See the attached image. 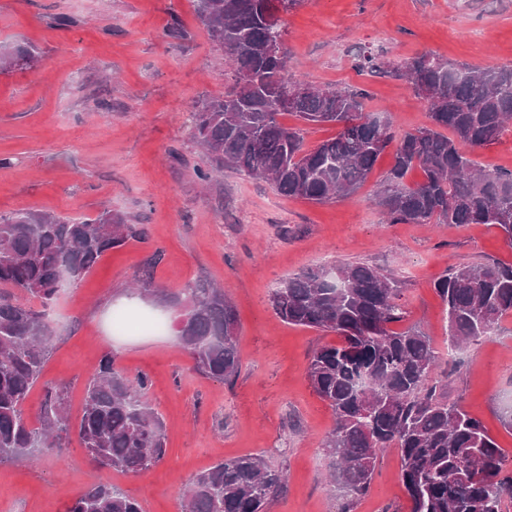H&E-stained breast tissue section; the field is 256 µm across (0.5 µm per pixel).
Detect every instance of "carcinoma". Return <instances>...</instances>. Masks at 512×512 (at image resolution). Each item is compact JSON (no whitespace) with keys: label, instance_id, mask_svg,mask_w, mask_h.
<instances>
[{"label":"carcinoma","instance_id":"carcinoma-1","mask_svg":"<svg viewBox=\"0 0 512 512\" xmlns=\"http://www.w3.org/2000/svg\"><path fill=\"white\" fill-rule=\"evenodd\" d=\"M264 0H197L200 21L219 47H227L231 89L206 100L195 115V137L214 167L242 170L287 197L326 203L355 193L378 158L393 148L392 164L375 192L388 224H486L512 246V170L483 169L469 152L494 144L512 121V64L496 68L456 65L426 52L400 63L369 51L355 67L406 80L427 103L428 123L400 132L366 111L358 87H310L282 108L278 96L297 79L287 56L264 48L272 31ZM37 58L28 49L0 50V71ZM288 112L309 125H333L336 134L305 147L303 129L283 125ZM448 129V137L441 130ZM418 169L419 182L407 177ZM144 227L108 211L71 221L49 213L0 216V463L29 461L70 437L66 392L46 386L32 422L26 400L43 374L54 330L49 310L60 293L77 286L107 252L142 240ZM434 288L446 306L448 345L461 350L493 333L512 314V264L486 259L450 268ZM400 288L389 274L363 263L317 265L286 277L270 296L283 321L333 332L310 358L308 379L329 404L335 425L324 448L335 458L332 475L342 490L339 512H353L371 489L378 459L396 448L400 482L410 512H504L512 497V471L481 420L462 399L448 395L432 339L418 325L395 329L403 318ZM179 336L200 373L231 383L239 376L237 314L224 290L208 283L185 289ZM150 378H130L104 354L85 385L76 434L97 466L145 470L165 455L161 420L146 396ZM286 474L258 456L218 462L197 475L184 512H268ZM68 512H142L139 502L105 483L78 495Z\"/></svg>","mask_w":512,"mask_h":512}]
</instances>
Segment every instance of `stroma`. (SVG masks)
<instances>
[{
  "label": "stroma",
  "instance_id": "stroma-1",
  "mask_svg": "<svg viewBox=\"0 0 512 512\" xmlns=\"http://www.w3.org/2000/svg\"><path fill=\"white\" fill-rule=\"evenodd\" d=\"M70 25L60 26L56 17ZM283 44L295 78L366 90V109L402 131L427 124L425 103L403 81L357 73L358 50L400 62L430 52L482 68L512 63V0H304L283 14ZM0 45L36 51L34 66L0 73V215L47 211L71 219L105 211L143 225L147 237L106 253L55 302V341L42 384L25 410L36 416L45 384L68 391L78 423L84 388L106 352L128 376L148 374L147 399L165 427L164 458L142 472L97 467L77 439L34 464H0V512H67L98 483L135 498L142 512H182L196 475L217 462L260 455L288 473L268 512H338L323 448L334 414L307 378L314 350L336 334L290 325L269 298L286 276L320 264L365 263L402 283L405 325L420 324L448 357L445 306L434 290L449 267L486 258L512 264V247L483 224H386L373 199L391 153L361 189L314 204L278 193L245 172L212 165L191 114L230 84L228 62L196 13L195 0H0ZM149 281L141 306L167 316L163 336L113 338L112 311ZM204 280L224 288L238 312L239 377L224 383L193 368L175 325L176 298ZM163 290L168 302L154 297ZM452 395L481 419L508 456L500 421L512 401V315L461 353ZM400 454L380 457L371 490L354 512H409Z\"/></svg>",
  "mask_w": 512,
  "mask_h": 512
}]
</instances>
